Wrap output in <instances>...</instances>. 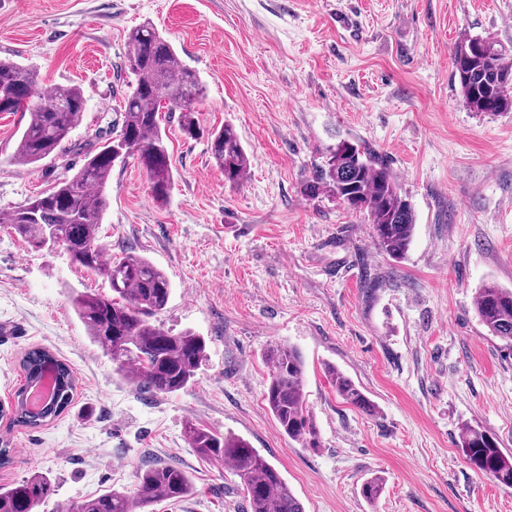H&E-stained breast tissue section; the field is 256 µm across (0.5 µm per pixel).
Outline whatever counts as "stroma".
<instances>
[{
    "label": "stroma",
    "mask_w": 512,
    "mask_h": 512,
    "mask_svg": "<svg viewBox=\"0 0 512 512\" xmlns=\"http://www.w3.org/2000/svg\"><path fill=\"white\" fill-rule=\"evenodd\" d=\"M151 22L201 78L203 127L232 124L251 157L225 183L206 138L188 139L164 112L175 185L153 200L148 176L115 164L100 234L109 257L133 252L167 275L157 320L205 338L186 390L150 396L92 343L72 291L109 293L59 246L28 247L0 226V400L23 382L20 360L50 349L77 377L71 406L35 430L0 424L14 451L0 485L40 472L56 486L37 512L112 489L173 463L193 495L153 512H247L230 464L200 458L193 422L247 439L280 471L304 512H512V488L458 448L462 425L496 435L512 455V348L474 311L478 288L512 289V112L470 110L451 51L463 36L512 48V0H0V59L35 68L47 88L79 86L81 124L62 154L11 156L24 112H0V211L25 205L79 168L87 145L119 130L136 81L127 34ZM383 155L415 217L403 259L378 249L365 215L306 180L337 141ZM295 346L320 446L288 439L263 395L267 349ZM375 404L336 394L330 368ZM383 482L377 501L360 488Z\"/></svg>",
    "instance_id": "35a3bbf8"
}]
</instances>
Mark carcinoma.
Instances as JSON below:
<instances>
[{"label":"carcinoma","mask_w":512,"mask_h":512,"mask_svg":"<svg viewBox=\"0 0 512 512\" xmlns=\"http://www.w3.org/2000/svg\"><path fill=\"white\" fill-rule=\"evenodd\" d=\"M127 47L130 70L138 79L124 99L119 134L88 150L82 166L48 191L24 206L0 211V224L9 225L34 248L45 246L46 235L54 233L55 244L68 253L72 263L106 279L110 296L88 290L73 294L70 303L76 317L116 372L131 374L149 393L173 395L193 383L206 341L190 331L174 334L151 321L165 310L170 297V282L161 269L133 253L104 259L99 228L109 206L106 187L112 167L125 158L137 160L149 176L153 199L161 204L167 201L174 177L159 122L165 110L180 113L185 138H207L211 158L228 184L238 186L247 178L251 159L233 125L209 130L201 126L195 104L204 94L203 85L152 23L145 21L132 29ZM452 61L454 78L468 107L477 112L512 111V57L497 39L466 37L454 45ZM84 111L85 97L79 88L67 86L47 93L39 87L33 67L0 60V112L29 113L14 151L16 163L35 165L57 157ZM304 191L310 197L325 194L340 203L354 196L358 204L348 210L368 216L378 248L396 259L407 253L414 212L389 166L373 150L340 140L329 149L326 166L306 183ZM30 209L37 214L33 222L24 219ZM475 311L490 336L512 347V289L484 285L477 292ZM265 359L271 373L264 401L280 430L306 448L320 447L305 404L302 354L291 345H274ZM48 364L55 370L54 385L41 412L31 414L20 402L12 410L10 424L39 427L71 405L75 374L47 348H31L21 358L25 382L40 380ZM330 372L339 398L363 412L374 411L372 401L349 376L334 368ZM185 432L200 457L232 463L247 512H304L277 467L248 440L233 434L221 436L193 423L185 425ZM459 444L476 470L512 488V455L502 451L493 433L465 424ZM382 491L378 477L361 487L362 496L370 502L378 500ZM193 492L191 477L179 466H152L139 474L135 494L112 489L72 503L68 512H150L160 501L177 502ZM53 495L51 479L34 473L0 487V512H35Z\"/></svg>","instance_id":"cac0c4a2"}]
</instances>
